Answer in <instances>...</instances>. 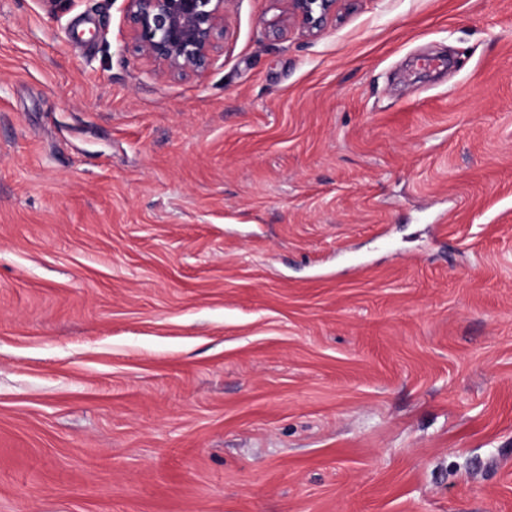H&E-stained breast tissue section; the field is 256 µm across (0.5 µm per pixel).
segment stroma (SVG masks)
Here are the masks:
<instances>
[{"mask_svg": "<svg viewBox=\"0 0 512 512\" xmlns=\"http://www.w3.org/2000/svg\"><path fill=\"white\" fill-rule=\"evenodd\" d=\"M0 0V512H512V0ZM135 48L158 76L206 70L224 36L227 0H123ZM288 15L295 18L308 34L320 32L342 0H287Z\"/></svg>", "mask_w": 512, "mask_h": 512, "instance_id": "stroma-1", "label": "stroma"}]
</instances>
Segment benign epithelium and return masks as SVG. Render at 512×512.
I'll list each match as a JSON object with an SVG mask.
<instances>
[{
    "mask_svg": "<svg viewBox=\"0 0 512 512\" xmlns=\"http://www.w3.org/2000/svg\"><path fill=\"white\" fill-rule=\"evenodd\" d=\"M135 48L158 76L206 70L224 36L227 0H124ZM341 0H287L302 29L320 32Z\"/></svg>",
    "mask_w": 512,
    "mask_h": 512,
    "instance_id": "benign-epithelium-1",
    "label": "benign epithelium"
}]
</instances>
